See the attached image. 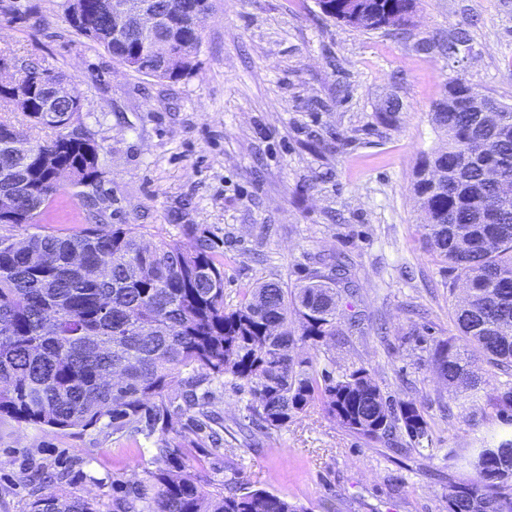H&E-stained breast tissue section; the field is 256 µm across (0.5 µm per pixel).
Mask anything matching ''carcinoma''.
<instances>
[{
    "mask_svg": "<svg viewBox=\"0 0 512 512\" xmlns=\"http://www.w3.org/2000/svg\"><path fill=\"white\" fill-rule=\"evenodd\" d=\"M323 14L370 31V22L397 30L415 12L416 0H322ZM85 19L74 31L103 46L132 71L159 81H178L196 66L201 31L188 26L168 34L174 43L164 58H144L149 36L130 25L112 42V0H81ZM30 103L4 102L35 127L57 129L19 156L10 147L18 135L0 122V198L25 197L13 227L37 223L56 194L59 169L75 184L100 181V145L86 128L76 104L43 107L47 87L61 76L30 67ZM475 89L484 111L449 93ZM441 145L422 156L412 183L424 213L428 251L448 264L466 294L454 308L459 335L435 343L431 362L455 394H475L496 374L486 362L512 369V106L466 79L450 78L431 112ZM187 248L159 238L144 243L143 224H87L71 233L39 232L15 246L0 235V415L31 425L87 428L103 419L113 433L154 445L156 469L113 474L112 512H304L284 495L253 490L240 482L229 491L208 489L186 471L189 436L214 437V394H197L204 382L225 379L243 395L240 430L266 433L288 427L320 402L348 431L380 440L400 429L410 443L428 437L424 410L414 401L385 396L364 367L341 374L313 369L301 357L336 336L340 319L336 285L349 283L342 260L328 274L290 289L267 280L224 305L221 242L195 224ZM184 386L185 421L169 419L168 392ZM470 474L448 487V512H512V439L479 448ZM30 512H97L71 494L38 498Z\"/></svg>",
    "mask_w": 512,
    "mask_h": 512,
    "instance_id": "cac0c4a2",
    "label": "carcinoma"
}]
</instances>
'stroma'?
<instances>
[{"label": "stroma", "mask_w": 512, "mask_h": 512, "mask_svg": "<svg viewBox=\"0 0 512 512\" xmlns=\"http://www.w3.org/2000/svg\"><path fill=\"white\" fill-rule=\"evenodd\" d=\"M60 0H17L38 23L0 17V56L62 73L101 146L96 197L108 224H143L190 245L196 224L224 242V303L277 279L327 273L345 256L338 336L309 351L316 368L365 367L384 395L422 405L429 437L410 446L348 432L316 404L287 428L245 440L237 396L213 381L221 446L186 448L212 483L288 496L306 512H448V487L476 449L512 426L488 397L466 414L437 378L429 350L455 335L446 264L431 257L411 193L438 143L430 113L451 77L512 105V0H417L405 33L363 32L326 18L317 0H210L197 65L159 81L77 35ZM465 32L457 57L419 43ZM400 103L394 116L383 107ZM87 189L62 183L40 228L88 224ZM151 467L128 437L98 424L59 430L0 417V512L63 491L112 512V476ZM63 481H54L55 473Z\"/></svg>", "instance_id": "obj_1"}]
</instances>
